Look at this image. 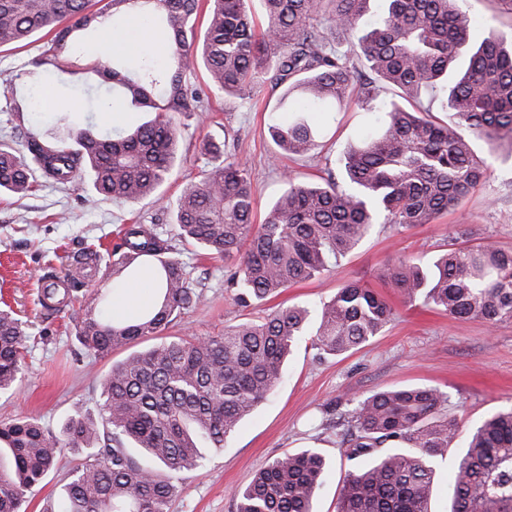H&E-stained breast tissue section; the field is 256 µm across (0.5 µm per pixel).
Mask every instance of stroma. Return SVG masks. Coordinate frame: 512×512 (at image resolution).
Wrapping results in <instances>:
<instances>
[{"mask_svg":"<svg viewBox=\"0 0 512 512\" xmlns=\"http://www.w3.org/2000/svg\"><path fill=\"white\" fill-rule=\"evenodd\" d=\"M50 46L39 35L24 49L0 52V73L13 75V99L0 95V141L25 150L27 134L46 138L63 108L82 113L105 133H118L146 119L145 113L113 120L118 106L108 85L76 72H59L32 95L31 61ZM268 91L253 100L220 97L208 111L178 122L181 161L161 188L166 201L198 184L208 158L200 146L211 140L248 166L255 190V221L283 188L282 175L313 181L325 169H338L342 154L362 133L382 121V114L355 109L328 114L322 121L324 148L309 158H276L268 134L271 112ZM21 111H14V103ZM490 176L462 204L433 224L397 231L378 225L335 270L294 284L259 306L242 308L224 285V262L193 247L179 246L180 259L204 284L203 302L184 311L165 333L166 339L214 336L225 326L265 315L280 305L311 308L333 297L349 279H358L384 296L393 308L392 322L366 345L341 356H318L302 340L288 362L282 383L220 448L202 451L201 467L190 473L169 512H235V494L254 472L272 459L306 448L319 449L330 461L320 489L317 512H335L343 477L353 467L330 441L326 428L331 411H344L352 398L407 385H426L448 394L450 415L461 436L436 464L432 512H448L454 463L463 438L491 415L512 409V323L489 327L484 322L453 319L421 304L405 303L382 282L378 269L403 255L427 261L445 251L448 240L463 237L476 243L490 238L512 250V161L489 158ZM165 201V203H166ZM165 203L112 200L91 188L37 186L22 198L0 199V303L8 304L25 324V367L15 392L0 393V422L38 417L60 429L76 409L96 412V388L113 363L132 353L123 348L106 355L84 350L72 331L78 297L96 289L98 277L86 278L75 301L51 310L41 302L48 275L66 277L77 256L110 253L119 230L135 221L171 229L172 213Z\"/></svg>","mask_w":512,"mask_h":512,"instance_id":"obj_1","label":"stroma"}]
</instances>
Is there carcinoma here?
Listing matches in <instances>:
<instances>
[{
	"mask_svg": "<svg viewBox=\"0 0 512 512\" xmlns=\"http://www.w3.org/2000/svg\"><path fill=\"white\" fill-rule=\"evenodd\" d=\"M253 0H0V51L52 35L32 60L37 70H64L79 33L109 20L149 17L171 35L168 64L146 61L136 77L97 60L86 73L112 82L131 110L152 118L112 138L77 112L59 118L66 136L28 137V155L0 143V195L23 197L38 180L67 186L90 179L107 198L162 199L179 154L176 120L203 112L204 89L246 98L257 88L279 92L287 117L269 125L279 152L308 156L321 147L316 115L352 103L385 120L370 127L340 160V177L321 183L284 179L286 188L254 223L251 173L208 142L210 169L177 200L176 238L224 260L233 300L247 308L339 266L377 224L402 230L433 224L488 178L477 141L512 158V46L496 37L474 45L475 20L465 0H259L266 25L256 34ZM204 70L205 86L188 79ZM440 95L424 100L432 90ZM453 121L434 116V106ZM173 237L155 224L122 229L105 276L150 269L155 305L137 316L108 318L101 290L75 319L81 346L108 354L158 338L181 311L199 304L203 284L176 257ZM379 278L406 301H422L451 318L512 323V251L491 241H457L424 264L402 256ZM392 307L358 280L322 303L318 318L302 306L280 307L224 328L217 336L155 342L116 363L97 383L99 416L76 412L54 431L36 417L0 424V512H21L26 495L56 468L61 451L80 456L71 479L41 512H168L204 447L224 441L279 385L284 363L303 337L318 354L340 355L380 335ZM24 323L0 310V393L16 387ZM336 425V446L355 466L344 477L336 512H430L433 461L458 434L448 393L407 386L356 401ZM107 443L93 447L101 428ZM143 449L168 474L135 460ZM329 463L304 449L274 458L236 493L235 512H313ZM450 512H512V409L485 419L467 439L452 484Z\"/></svg>",
	"mask_w": 512,
	"mask_h": 512,
	"instance_id": "obj_1",
	"label": "carcinoma"
}]
</instances>
